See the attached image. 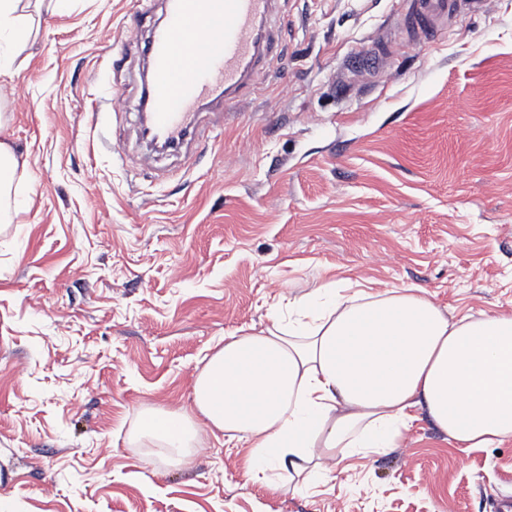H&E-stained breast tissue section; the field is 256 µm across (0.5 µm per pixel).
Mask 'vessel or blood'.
I'll return each mask as SVG.
<instances>
[{
  "label": "vessel or blood",
  "mask_w": 512,
  "mask_h": 512,
  "mask_svg": "<svg viewBox=\"0 0 512 512\" xmlns=\"http://www.w3.org/2000/svg\"><path fill=\"white\" fill-rule=\"evenodd\" d=\"M164 21L149 23L141 53L149 71L139 107L152 135L193 141L202 106L223 105L254 85L273 43L265 21L275 0H160ZM487 0H411L407 22L432 38L450 20L481 13Z\"/></svg>",
  "instance_id": "obj_1"
}]
</instances>
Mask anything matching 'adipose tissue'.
Listing matches in <instances>:
<instances>
[{"label": "adipose tissue", "instance_id": "obj_1", "mask_svg": "<svg viewBox=\"0 0 512 512\" xmlns=\"http://www.w3.org/2000/svg\"><path fill=\"white\" fill-rule=\"evenodd\" d=\"M42 0H0V43L20 47ZM28 160L0 140V223L22 211ZM194 409L141 410L133 434L170 464L192 461L200 423L243 440L248 477L274 493L268 472L298 484L326 465L399 447L426 413L461 448L512 440V315L453 316L421 289L354 291L323 284L272 312L257 332L238 330L194 384Z\"/></svg>", "mask_w": 512, "mask_h": 512}]
</instances>
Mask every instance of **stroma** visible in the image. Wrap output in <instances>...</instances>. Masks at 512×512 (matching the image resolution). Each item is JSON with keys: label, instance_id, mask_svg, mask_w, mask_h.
<instances>
[{"label": "stroma", "instance_id": "1", "mask_svg": "<svg viewBox=\"0 0 512 512\" xmlns=\"http://www.w3.org/2000/svg\"><path fill=\"white\" fill-rule=\"evenodd\" d=\"M131 8L44 0L0 86L28 159L0 226V512H496L512 441L464 451L424 415L278 494L223 432L185 468L130 433L143 407L191 409L215 345L316 284L512 314V0L431 41L406 0H277L255 90L167 153L139 133Z\"/></svg>", "mask_w": 512, "mask_h": 512}]
</instances>
